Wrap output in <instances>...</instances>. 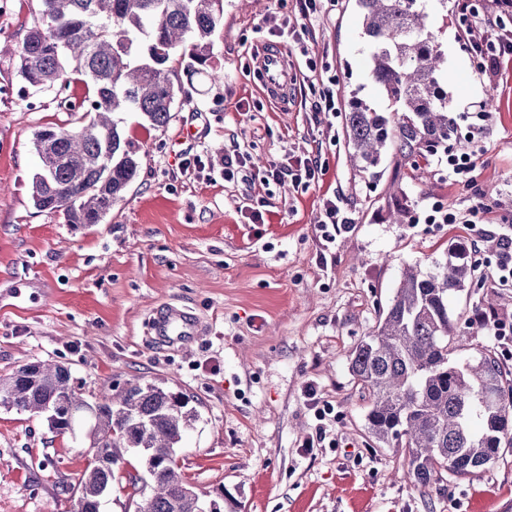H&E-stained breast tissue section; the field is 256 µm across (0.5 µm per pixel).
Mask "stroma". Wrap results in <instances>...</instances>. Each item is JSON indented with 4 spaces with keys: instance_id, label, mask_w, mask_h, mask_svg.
Returning <instances> with one entry per match:
<instances>
[{
    "instance_id": "1",
    "label": "stroma",
    "mask_w": 512,
    "mask_h": 512,
    "mask_svg": "<svg viewBox=\"0 0 512 512\" xmlns=\"http://www.w3.org/2000/svg\"><path fill=\"white\" fill-rule=\"evenodd\" d=\"M461 0H434L435 32L447 53L453 115L493 95L488 130L460 120L448 142L473 154L459 181L436 167L422 172L384 158L376 178L349 163L342 117L319 115L314 80L335 77L373 101L362 15L338 0L314 24L308 54L287 40L293 73L287 111L267 104L248 65L268 30L295 15V0H224V24L202 73L174 56L177 99L164 127L123 115L140 168L102 223L78 229L63 213L36 209L33 137L76 123L49 94L24 87L14 47L39 17L38 0H0V376L42 359L70 368L78 393L95 401L135 379L194 398L200 413L177 456L188 482L223 495L224 512H512V452L497 463L421 488L406 476L402 449L382 448L366 429L368 395L349 363L389 306L404 270H433L456 249L474 275L448 314L463 324L493 305L504 335L485 331L458 351L495 348L512 367V281L495 275L497 256L483 231H512V74L488 76L466 50ZM250 111H237L238 102ZM249 158L245 176L224 178V156ZM319 155L353 224L325 242L317 188L268 184L259 164L284 155ZM446 199L457 224H394L395 202L409 213ZM264 203L266 221L241 210ZM182 305L199 336L171 347L153 343L150 313ZM319 398L311 406L306 386ZM88 421L53 432L43 416L0 407V512H76L69 488L87 466ZM313 447H305V440Z\"/></svg>"
}]
</instances>
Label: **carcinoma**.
Returning a JSON list of instances; mask_svg holds the SVG:
<instances>
[{
    "mask_svg": "<svg viewBox=\"0 0 512 512\" xmlns=\"http://www.w3.org/2000/svg\"><path fill=\"white\" fill-rule=\"evenodd\" d=\"M41 21L17 56L22 83L39 91L70 87L79 75L91 95L79 124L34 133L39 170L34 206L76 228L100 224L139 171L119 114L137 112L154 127L171 120L183 87L167 66L178 51L206 63L224 20V0H40ZM433 0H357L369 78L387 112L352 93L345 113L351 166L374 176L382 155L419 167L448 153L456 122L448 115L447 55L434 31ZM470 276L455 249L434 270L409 268L374 332L356 348L353 377L368 393L366 424L377 442L404 449L407 474L423 487L496 463L512 448V369L493 349L474 361L453 358L458 331L450 300ZM0 406L44 415L53 430L92 419V459L77 478L78 512H100L124 452L138 468L128 485L148 483L145 512H200L201 495L184 478L177 449L199 419L183 393L138 380L90 404L70 370L33 361L0 376Z\"/></svg>",
    "mask_w": 512,
    "mask_h": 512,
    "instance_id": "cac0c4a2",
    "label": "carcinoma"
}]
</instances>
